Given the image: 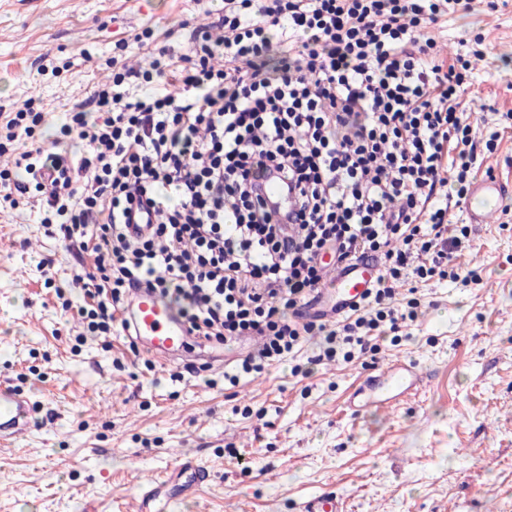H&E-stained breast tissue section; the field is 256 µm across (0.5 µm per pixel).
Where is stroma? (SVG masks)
<instances>
[{"mask_svg": "<svg viewBox=\"0 0 512 512\" xmlns=\"http://www.w3.org/2000/svg\"><path fill=\"white\" fill-rule=\"evenodd\" d=\"M216 0H0V113L34 105L58 135L66 105L108 81L115 45L128 67L151 62L135 37L189 53L188 30ZM484 34L489 68L466 98L476 136L498 132L482 169L512 176V0H478L448 17L440 57L466 54ZM455 253L475 283L407 279L396 301L420 306L398 342L376 355L336 358L293 375L295 362L225 383L203 347L183 365L147 367L121 328L88 331L46 279L79 297L91 257L67 250L36 209L0 206V380L35 403V425L0 451V512H126L139 480L182 454L213 479L173 512H299L332 491L348 512H512V217L474 224ZM413 360L426 373L414 398L380 412L346 409L358 379ZM208 364L206 374L195 366Z\"/></svg>", "mask_w": 512, "mask_h": 512, "instance_id": "obj_1", "label": "stroma"}]
</instances>
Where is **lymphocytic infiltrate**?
<instances>
[{"instance_id": "f902f5d3", "label": "lymphocytic infiltrate", "mask_w": 512, "mask_h": 512, "mask_svg": "<svg viewBox=\"0 0 512 512\" xmlns=\"http://www.w3.org/2000/svg\"><path fill=\"white\" fill-rule=\"evenodd\" d=\"M473 0H224L213 28L191 31L189 53L159 47L149 70L116 65L111 85L74 106L53 139L37 141L42 113L0 119V201L19 208L31 189L45 224L89 254L82 294L64 299L89 331L110 334L133 288L173 301L197 335L225 345L257 336L243 373L296 356L306 337L319 360L345 348L375 352L376 334L414 318L396 305L408 276L472 282L451 247L453 224L478 160L496 138L476 140L463 98L485 39L468 56L439 60L437 33ZM292 195L271 223L258 172ZM148 205L155 227L130 248L126 226ZM381 258L377 284L337 323L298 321L321 286V257Z\"/></svg>"}]
</instances>
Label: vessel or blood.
I'll return each instance as SVG.
<instances>
[{
    "label": "vessel or blood",
    "mask_w": 512,
    "mask_h": 512,
    "mask_svg": "<svg viewBox=\"0 0 512 512\" xmlns=\"http://www.w3.org/2000/svg\"><path fill=\"white\" fill-rule=\"evenodd\" d=\"M263 197L273 221H280L288 202L286 189L272 175L260 179ZM512 195V182L496 175L475 180L466 198L472 223L485 224L491 219L487 202ZM377 277V267L366 260L346 264L325 262L320 293L304 311L307 319L333 321L358 304ZM122 315L128 329L135 333L141 352L152 359L167 361L195 339L188 325L160 295L142 290L124 305ZM424 376L414 362L404 360L374 370L352 395L353 411L391 408L423 382ZM33 405L16 387L0 381V444L12 443L31 427ZM210 477L206 466L192 458L178 457L170 474L159 476L137 491V512H159V505L184 502L196 495ZM301 512H346L343 502L330 494L306 499Z\"/></svg>",
    "instance_id": "1"
}]
</instances>
